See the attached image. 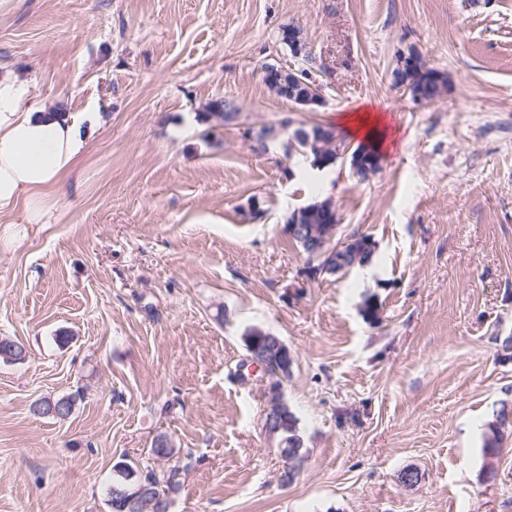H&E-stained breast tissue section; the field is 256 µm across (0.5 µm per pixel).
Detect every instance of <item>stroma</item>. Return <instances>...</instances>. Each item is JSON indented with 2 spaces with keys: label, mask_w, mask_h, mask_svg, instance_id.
Masks as SVG:
<instances>
[{
  "label": "stroma",
  "mask_w": 512,
  "mask_h": 512,
  "mask_svg": "<svg viewBox=\"0 0 512 512\" xmlns=\"http://www.w3.org/2000/svg\"><path fill=\"white\" fill-rule=\"evenodd\" d=\"M287 25L313 112L261 76L296 66ZM411 49L447 75L438 103L393 84ZM0 67L100 116L55 222L0 224V338L27 350L0 360V512H110L115 463L164 468L163 434L172 512H512V426L484 446L512 411V0H0ZM220 97L240 107L224 126ZM365 105L395 143L362 183L244 138ZM318 197L338 239L374 238L371 264L308 278L283 216ZM253 327L293 358L288 483ZM75 392L67 420L32 411Z\"/></svg>",
  "instance_id": "obj_1"
}]
</instances>
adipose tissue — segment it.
<instances>
[{
    "label": "adipose tissue",
    "mask_w": 512,
    "mask_h": 512,
    "mask_svg": "<svg viewBox=\"0 0 512 512\" xmlns=\"http://www.w3.org/2000/svg\"><path fill=\"white\" fill-rule=\"evenodd\" d=\"M97 113L70 112L36 98L29 83L0 73V219L22 213L23 223L50 224L52 200L86 154ZM349 135L389 146L383 114L364 106L343 114Z\"/></svg>",
    "instance_id": "obj_1"
}]
</instances>
